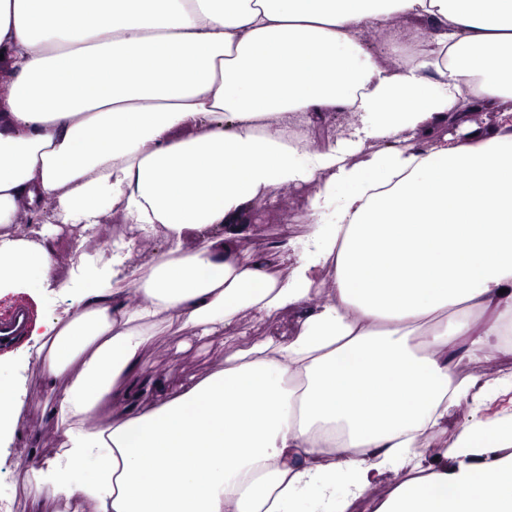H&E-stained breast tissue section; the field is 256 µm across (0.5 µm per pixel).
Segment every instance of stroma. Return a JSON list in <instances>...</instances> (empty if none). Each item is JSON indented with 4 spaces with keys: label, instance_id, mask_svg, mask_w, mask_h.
I'll list each match as a JSON object with an SVG mask.
<instances>
[{
    "label": "stroma",
    "instance_id": "obj_1",
    "mask_svg": "<svg viewBox=\"0 0 512 512\" xmlns=\"http://www.w3.org/2000/svg\"><path fill=\"white\" fill-rule=\"evenodd\" d=\"M316 183L288 186L271 191L251 206V234L238 248L248 255L264 250L271 240L306 242L311 227L304 220L309 196ZM72 235H62L57 242L53 286L32 296L24 289L0 286V313L15 304H27L33 314L47 318L65 315L78 291L71 286V271L78 264ZM297 327L294 309L279 317L245 315L241 334H226L209 340H197L190 332L167 331L158 336L144 355V370L160 377L169 390H176L189 379L205 376L224 364L236 351L268 339L291 337ZM36 342L18 343L9 356L0 358V379L13 383L20 392L22 411L16 426L0 436V499L16 502V512H31L25 480L27 467L53 456L58 450L52 407L47 398L48 385L36 362Z\"/></svg>",
    "mask_w": 512,
    "mask_h": 512
}]
</instances>
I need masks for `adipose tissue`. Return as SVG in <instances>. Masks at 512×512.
Here are the masks:
<instances>
[{"label":"adipose tissue","instance_id":"ef3b65f1","mask_svg":"<svg viewBox=\"0 0 512 512\" xmlns=\"http://www.w3.org/2000/svg\"><path fill=\"white\" fill-rule=\"evenodd\" d=\"M398 18L415 37L387 64L364 32ZM508 100L512 0H0V280L51 287L62 226L110 209L167 242L128 277L132 242L81 261L68 316L29 327L60 447L28 469L32 505L350 512L392 472L372 512H512V412L483 416L512 381L456 375L512 354ZM333 112L352 138L288 140ZM314 180L313 248L242 256L252 203ZM48 206L57 226L19 234ZM290 306L294 336L179 392L142 374L163 329L209 339ZM470 408L466 403L454 406L448 410V433L442 435L437 441L436 448H441L443 454L448 450V457L455 448L456 435L459 427L469 420Z\"/></svg>","mask_w":512,"mask_h":512}]
</instances>
